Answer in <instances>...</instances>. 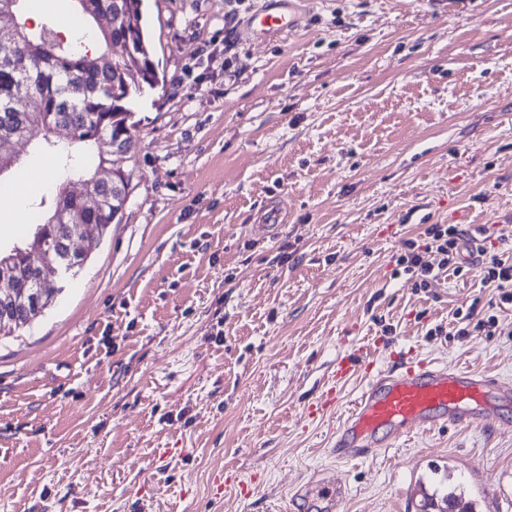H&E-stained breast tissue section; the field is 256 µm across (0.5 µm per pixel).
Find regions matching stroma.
I'll list each match as a JSON object with an SVG mask.
<instances>
[{"label": "stroma", "instance_id": "1", "mask_svg": "<svg viewBox=\"0 0 512 512\" xmlns=\"http://www.w3.org/2000/svg\"><path fill=\"white\" fill-rule=\"evenodd\" d=\"M260 3L145 0L159 83L132 107L122 221L76 241L83 267L0 338V512H285L301 489L321 512L324 478L336 512H419L437 487L512 512V403L330 458L371 370L512 380V306L476 266L426 288L394 273L432 224L512 248V0H309L298 30L256 40ZM75 9L20 0L0 27ZM41 197L0 187L17 222L0 248L28 240ZM341 362L335 407L309 418Z\"/></svg>", "mask_w": 512, "mask_h": 512}]
</instances>
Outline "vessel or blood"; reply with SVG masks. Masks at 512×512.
<instances>
[{
	"label": "vessel or blood",
	"instance_id": "1",
	"mask_svg": "<svg viewBox=\"0 0 512 512\" xmlns=\"http://www.w3.org/2000/svg\"><path fill=\"white\" fill-rule=\"evenodd\" d=\"M305 0H262L253 14L255 39L298 28ZM512 397V385L483 375L428 361L403 359L390 371H377L355 399L336 432L337 459L362 458L424 426L466 427L483 420L490 393Z\"/></svg>",
	"mask_w": 512,
	"mask_h": 512
}]
</instances>
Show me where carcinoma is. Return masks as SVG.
<instances>
[{
  "label": "carcinoma",
  "mask_w": 512,
  "mask_h": 512,
  "mask_svg": "<svg viewBox=\"0 0 512 512\" xmlns=\"http://www.w3.org/2000/svg\"><path fill=\"white\" fill-rule=\"evenodd\" d=\"M90 7L81 8L91 32L100 47H110L116 41L128 48L127 57L110 70L100 68L101 54L78 50L63 44L52 32L34 34L21 28L9 36L0 35V137L13 136L36 141L53 151L68 175L82 174L92 179L103 162L102 156L78 153L76 143L87 147L101 137L119 142L131 159V147L136 141L135 124L130 122L131 106L147 87L158 84L159 78L152 59V47L147 37L142 11L143 0H88ZM26 60V66L16 68L13 57ZM133 70V78L127 71ZM36 106L30 107V100ZM64 128L69 140L58 143L51 139L52 129ZM132 171L117 169L109 184L95 186L98 197L94 207H87L78 198L65 194L60 187L51 198L53 211L69 210L75 224H89L103 235L108 227L121 221L120 207L115 205L127 186ZM71 232L47 217L36 225L32 239L24 246H14L9 253L17 256L16 274L28 276L27 253L35 242L63 262L68 269L79 268L83 259L76 252L62 249ZM40 298L31 294L25 304L12 311L20 321L41 313ZM421 512H475L473 503L463 500V493L434 490L424 493Z\"/></svg>",
  "instance_id": "1"
}]
</instances>
